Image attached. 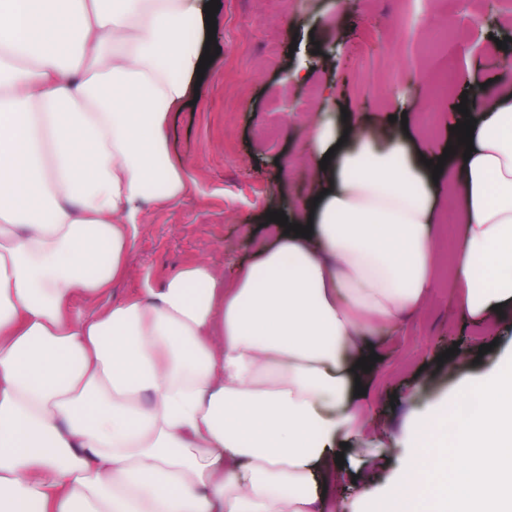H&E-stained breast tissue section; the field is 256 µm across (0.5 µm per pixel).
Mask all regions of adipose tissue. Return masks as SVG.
<instances>
[{
  "label": "adipose tissue",
  "instance_id": "1",
  "mask_svg": "<svg viewBox=\"0 0 512 512\" xmlns=\"http://www.w3.org/2000/svg\"><path fill=\"white\" fill-rule=\"evenodd\" d=\"M207 0H0V512H324L342 442L367 430V342L440 274L478 322L512 309V91L476 89L448 197L416 136L312 113L324 195L233 276L199 261L109 302L145 205L195 183L170 160ZM196 30L197 41L185 38ZM103 301L84 313L81 303ZM391 487L353 512H512V354L414 413Z\"/></svg>",
  "mask_w": 512,
  "mask_h": 512
}]
</instances>
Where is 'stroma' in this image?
I'll use <instances>...</instances> for the list:
<instances>
[{
    "mask_svg": "<svg viewBox=\"0 0 512 512\" xmlns=\"http://www.w3.org/2000/svg\"><path fill=\"white\" fill-rule=\"evenodd\" d=\"M504 40L512 50V25L484 14L453 13L450 0H352L337 15L333 0H220L218 54L201 80L195 104L171 113L169 156L182 162L194 195L174 206H147V224L128 256L129 274L112 285L113 300L159 288L186 266L208 260L232 273L269 241L267 205L275 193L301 201L315 190L300 158L309 151L307 115L333 95L328 111L359 113L373 131L389 120L385 98L401 91L419 100L413 128L427 129L422 148L437 153L448 140V116L463 86L443 94L449 73L470 71L475 83L498 89V52L472 54L470 44ZM312 67L308 83L292 81ZM460 307L455 289L438 286L425 309L392 335L372 341L379 361L365 404L370 426L401 437L413 411L463 381L489 370L512 351V327L487 334ZM486 354H479L480 345ZM454 349L453 360L440 354ZM327 491L325 512H351L362 471L374 469L376 486L400 469L403 449L377 459L375 449L352 444Z\"/></svg>",
    "mask_w": 512,
    "mask_h": 512,
    "instance_id": "1",
    "label": "stroma"
}]
</instances>
